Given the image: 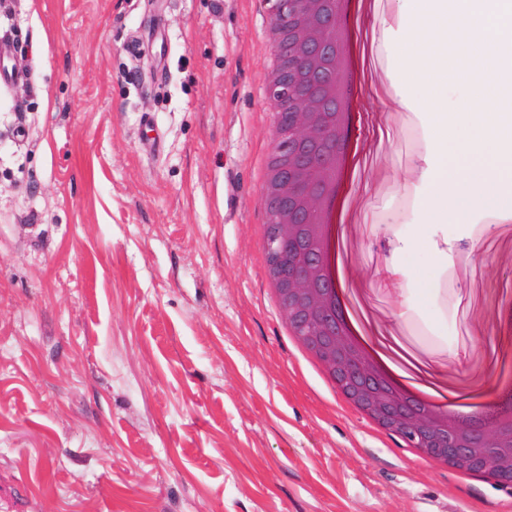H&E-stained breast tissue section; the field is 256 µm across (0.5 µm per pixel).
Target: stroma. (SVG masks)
Listing matches in <instances>:
<instances>
[{
    "label": "stroma",
    "instance_id": "obj_1",
    "mask_svg": "<svg viewBox=\"0 0 512 512\" xmlns=\"http://www.w3.org/2000/svg\"><path fill=\"white\" fill-rule=\"evenodd\" d=\"M265 2L0 0L27 75L0 86V512H512L348 410L271 294ZM431 11L361 22L383 50L357 80L343 264L371 320L416 316L464 376L512 323V245L476 217L489 255L461 268L474 226L407 148L414 122L453 153L479 103L460 73L404 72ZM458 184L451 178H448L446 169L440 171L438 179L432 184L431 195L434 205L446 212H453V207L457 195L453 193L454 187Z\"/></svg>",
    "mask_w": 512,
    "mask_h": 512
}]
</instances>
